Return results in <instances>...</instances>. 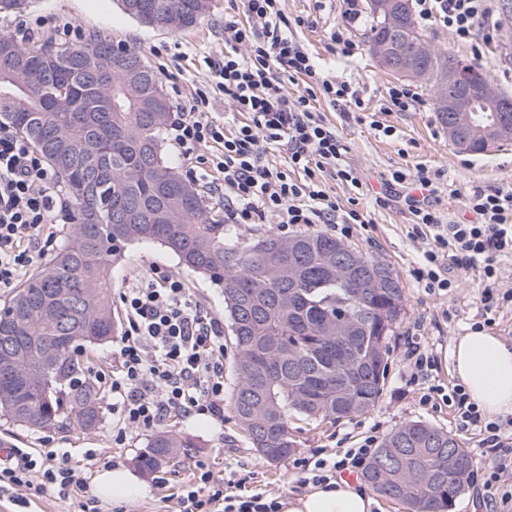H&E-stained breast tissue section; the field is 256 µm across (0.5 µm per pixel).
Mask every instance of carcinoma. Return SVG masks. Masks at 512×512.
<instances>
[{
    "mask_svg": "<svg viewBox=\"0 0 512 512\" xmlns=\"http://www.w3.org/2000/svg\"><path fill=\"white\" fill-rule=\"evenodd\" d=\"M147 26L195 27L210 0H118ZM91 36L77 45L23 43L0 31V126L26 138L61 177L67 232L45 268L27 277L0 313V416L33 428L83 429L102 418L101 386L85 372L80 349L117 335L112 266L134 242L158 243L187 269L223 288L237 349L232 406L241 433L268 461L287 458L296 442L293 414L334 421L370 411L387 374L388 339L405 310V289L390 266L363 293L336 275V250L348 246L321 232L283 239L230 236L194 184L165 157L161 132L171 105L158 73L135 49L117 70ZM162 107L157 112L155 108ZM192 442L156 434L136 458L153 471ZM412 456L393 467L392 457ZM473 460L458 440L425 421L394 429L376 449L365 481L409 512H448L468 485Z\"/></svg>",
    "mask_w": 512,
    "mask_h": 512,
    "instance_id": "obj_1",
    "label": "carcinoma"
}]
</instances>
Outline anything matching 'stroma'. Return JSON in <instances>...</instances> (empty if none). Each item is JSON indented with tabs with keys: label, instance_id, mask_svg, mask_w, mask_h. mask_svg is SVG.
Wrapping results in <instances>:
<instances>
[{
	"label": "stroma",
	"instance_id": "stroma-1",
	"mask_svg": "<svg viewBox=\"0 0 512 512\" xmlns=\"http://www.w3.org/2000/svg\"><path fill=\"white\" fill-rule=\"evenodd\" d=\"M288 18H304L294 28L304 45L328 73L359 84L364 91V110L343 112L327 101L318 108L335 127L347 151V169L357 176L359 186L319 173L322 189L336 199L341 209L358 208L369 222L344 239L345 244L388 263L406 292L403 320L389 341V362L383 395L368 413L330 423H316L293 417L290 435L296 443L291 456L270 462L259 456L240 434L232 407L223 417L206 411L189 416H167L155 427L128 426L112 412V397H103V417L91 430L51 426L33 429L0 417V442L28 451L41 459L50 450L69 451L74 465L92 464L94 470L116 465L133 466L135 456L157 431L187 438L191 447L180 448L155 472L143 473L150 487L149 497L129 501H97L99 512H179V496L185 486L195 483L197 466L206 463L214 475L230 480L231 493H262L279 498L295 492L296 462L300 459L332 458L336 451L358 447L367 436L384 439L402 423L422 420L451 433L482 466L494 460L482 456V434L478 427L460 428L448 408L420 404L417 386L408 382L404 359L412 342H420L437 359L429 381L445 387L457 384L453 348L459 336L470 332L481 319L480 293L483 286L476 270H453L454 288L433 291L417 278L420 253L425 242L413 233L414 218L405 202L411 185L386 186L391 172L422 166L440 174L439 190L431 204L446 224L468 219L466 195L475 187H512V143L482 154L454 149L448 142L436 112L424 106L416 112L386 110L389 88L399 85L397 76L381 71L370 51L368 23L351 33L358 50L343 58L330 47V34L341 21L340 0H282ZM237 0H212L207 17L195 28L170 32L152 29L125 15L117 0H31L27 11L0 15V29L12 32L31 28L34 38L50 39L55 26L66 23L74 31L91 33L139 50L159 72L164 88H176L190 98L195 87L210 83V66L224 55V22L243 20ZM435 49L468 60L473 43H480V65L489 72L499 90L512 95V0H493L491 10L474 30L473 42L454 38L440 22L426 26ZM393 128L392 135L373 129L372 120ZM388 193L386 206L375 203L378 193ZM159 267L181 277L192 298L208 316L223 320L224 295L208 279L186 270L178 258L156 243L128 246L122 260L112 269V308L117 320H124L122 298L127 288L144 281L152 268ZM93 490L67 497L39 496L19 487L13 497L0 496V512H80Z\"/></svg>",
	"mask_w": 512,
	"mask_h": 512
}]
</instances>
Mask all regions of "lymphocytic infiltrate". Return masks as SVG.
Masks as SVG:
<instances>
[{"label": "lymphocytic infiltrate", "instance_id": "obj_1", "mask_svg": "<svg viewBox=\"0 0 512 512\" xmlns=\"http://www.w3.org/2000/svg\"><path fill=\"white\" fill-rule=\"evenodd\" d=\"M281 0H242L247 23L224 26L227 50L213 65L215 91L247 122L226 130L210 110V93L196 89L191 101L177 103L169 133L184 162H194L199 147L211 148L209 183L224 196V215L231 224H254L266 215L282 224H333L341 234L366 223L357 209H341L321 189L316 173L329 172L348 181L346 148L335 128L326 123L318 99L364 104L359 86L337 80L320 70L314 56L294 37L293 24ZM488 0H416L420 25L437 20L460 40L472 39ZM246 45L239 54L237 45ZM304 81L305 88L289 95L286 86ZM285 149L284 164L267 159L271 148ZM465 205L475 216L468 224L442 223L428 205L411 208L416 225L425 227L431 244L423 253L417 277L426 288L445 291L453 280L445 263L453 248L455 267L478 270L483 289L480 304L492 313L512 303V289L496 283L502 258L512 257V188L474 189ZM63 209L59 184L32 144L9 128L0 127V288H10L24 276L35 258L54 244L51 224ZM128 328L117 341L118 368L109 379L112 409L127 425L153 426L170 412L205 410L220 415L224 405V338L217 323L194 301L183 280L156 268L148 279L124 296ZM423 402L442 401L453 409L460 426L484 431L487 453L512 450V433L502 424L485 421L469 402L463 385L428 386ZM374 438L345 449L335 461L301 462L298 486L323 484L338 473L364 471L373 455ZM12 465L0 466V493L34 486L37 494L69 495L87 487L85 470L70 464L68 452H47L36 464L22 449H14ZM39 483H31L32 470ZM280 512L276 498L263 494L228 495L224 483L207 466H200L196 483L180 496L181 512Z\"/></svg>", "mask_w": 512, "mask_h": 512}]
</instances>
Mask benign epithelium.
<instances>
[{
    "instance_id": "1",
    "label": "benign epithelium",
    "mask_w": 512,
    "mask_h": 512,
    "mask_svg": "<svg viewBox=\"0 0 512 512\" xmlns=\"http://www.w3.org/2000/svg\"><path fill=\"white\" fill-rule=\"evenodd\" d=\"M368 4L389 29L398 17L409 15L407 0H368ZM369 47L376 65L386 72L417 82L438 79L443 90L440 106L448 113L444 130L455 148L469 152L481 142L512 141V98L487 79L478 65L440 54L424 38L413 41L412 58L393 52L386 41L371 40ZM414 58L430 59L434 66L424 69L412 62ZM358 263L355 254L336 251V269L342 277L352 278Z\"/></svg>"
}]
</instances>
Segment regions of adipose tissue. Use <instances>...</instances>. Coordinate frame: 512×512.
Masks as SVG:
<instances>
[{"instance_id": "obj_1", "label": "adipose tissue", "mask_w": 512, "mask_h": 512, "mask_svg": "<svg viewBox=\"0 0 512 512\" xmlns=\"http://www.w3.org/2000/svg\"><path fill=\"white\" fill-rule=\"evenodd\" d=\"M453 359L471 401L488 418L512 415V346L490 333L472 331L458 338ZM93 483L96 495L105 500L150 494L149 487L123 466L98 472ZM281 504L282 512H372L375 500L366 486L336 479L287 495Z\"/></svg>"}]
</instances>
